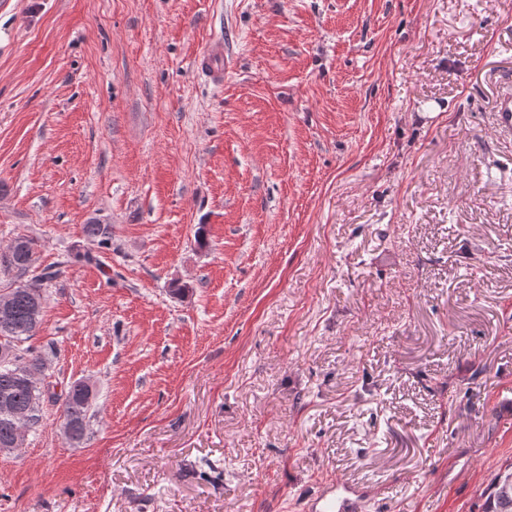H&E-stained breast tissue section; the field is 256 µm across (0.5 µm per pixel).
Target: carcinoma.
<instances>
[{
  "label": "carcinoma",
  "instance_id": "1",
  "mask_svg": "<svg viewBox=\"0 0 512 512\" xmlns=\"http://www.w3.org/2000/svg\"><path fill=\"white\" fill-rule=\"evenodd\" d=\"M37 246L33 237L22 235L0 252V270L14 273V281L23 280L27 255ZM42 315L35 314L31 295L26 290L13 291L12 307L6 321H0V347L12 353V362L0 364V448L11 446L17 431L32 429L41 422V407L50 385L26 375L28 365L45 360L44 354L20 344L36 335ZM93 398L85 392L81 381L72 382L61 403L63 426L69 429L66 438L79 443L89 430ZM481 512H512V464L488 484L483 493Z\"/></svg>",
  "mask_w": 512,
  "mask_h": 512
}]
</instances>
